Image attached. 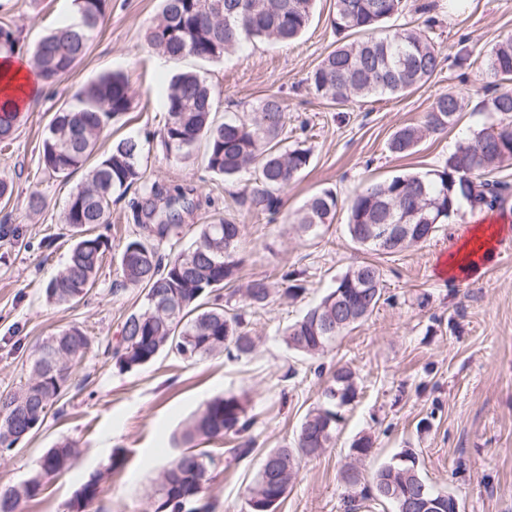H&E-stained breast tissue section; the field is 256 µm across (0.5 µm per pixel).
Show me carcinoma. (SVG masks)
<instances>
[{
	"label": "carcinoma",
	"mask_w": 512,
	"mask_h": 512,
	"mask_svg": "<svg viewBox=\"0 0 512 512\" xmlns=\"http://www.w3.org/2000/svg\"><path fill=\"white\" fill-rule=\"evenodd\" d=\"M83 26L74 22L51 31L35 46L31 63L42 83L51 85L66 76L89 49L95 30L103 23L110 0H73ZM159 19L149 28L151 48L171 59L214 61L235 52L243 43L290 42L310 26L315 0H161ZM404 10V0H335L331 24L337 33L360 34L331 51L307 75L309 90L338 106L355 99L387 95L396 97L428 81L441 66V50L430 33L436 25L432 5L420 7L424 29L386 28ZM18 30L0 25V55L19 53ZM490 97L481 111L499 116L448 152L443 170L433 174L394 176L357 194L349 207L347 231L360 247L383 254L415 245L425 234L458 213L462 203L470 208L494 209L506 201L508 183L487 175L512 165V36L495 44L484 56ZM133 91L121 73H105L79 89L74 103L54 113L42 141V159L54 174L82 169L96 152L99 137L115 118L128 112ZM464 99L452 91L437 95L418 125L395 131L390 152L407 156L428 135H444L464 110ZM167 121L159 138L167 154L189 158L195 146L206 148L207 168L226 179L255 169L256 185L242 203L256 215H275L281 194L309 165L310 151L284 145L286 106L274 95L251 106L243 116L220 122L214 96L201 76L187 71L172 78L165 91ZM18 113L0 102V141L12 138ZM144 145L134 136L116 139L86 174V182L72 192L63 208L62 221L75 238L62 271L45 287L46 298L57 304L84 299L95 287L106 239L94 227L109 223L112 194L142 182L140 166ZM144 196L132 203L135 229L118 261L112 292L128 288L144 293L142 305L124 320L117 342L106 352L122 370H133L167 350L186 361L227 352L242 358L255 350V340L243 316L224 307V286L238 280L241 227L227 218L202 224L186 250L168 257L162 247L179 241L184 215L196 204L175 185L169 189L143 185ZM165 201L159 211L156 201ZM336 194L330 190L311 196L293 214L301 232L318 224L333 223ZM421 227L401 245L365 242L371 224L399 222ZM382 278L377 265L359 262L336 279V286L301 319L283 331L288 349L319 357L336 336L364 322L378 307ZM244 298L255 309L271 301L266 278L250 281ZM92 340L77 326L48 337L37 349L27 382L15 393L0 396V459L13 450L24 433L43 424L48 411L61 401L70 386L71 363L85 356ZM66 357L65 366L52 373L41 361L51 353ZM358 396L353 371L338 366L321 391L322 402L304 416L291 447L268 451L254 485L246 497V512H279L288 486L303 459L316 458L333 447L341 411ZM247 402L228 394L208 401L183 428L180 441L187 445L162 472L161 495L155 512H212L206 486L212 481L213 459L196 450L199 445L226 434H239L251 425ZM72 441L57 443L23 484L0 491V512H23L37 499L45 479L68 470L76 458ZM101 476L90 478L68 505L69 512H90L100 492ZM438 500L435 512H448V496L429 485L415 458L403 454L382 464L374 473L370 498L403 512L420 491Z\"/></svg>",
	"instance_id": "cac0c4a2"
}]
</instances>
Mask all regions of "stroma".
<instances>
[{
  "label": "stroma",
  "mask_w": 512,
  "mask_h": 512,
  "mask_svg": "<svg viewBox=\"0 0 512 512\" xmlns=\"http://www.w3.org/2000/svg\"><path fill=\"white\" fill-rule=\"evenodd\" d=\"M438 21L433 36L443 62L419 89L397 98L354 101L336 107L317 98L304 82L335 49L331 25L334 0H316L311 26L289 45L257 43L216 62L174 61L146 41L161 0H112L89 50L59 83L42 87L21 113L14 138L0 145V178L13 195L0 209V395L20 389L34 349L48 336L79 326L94 347L73 368L71 385L31 437L0 460V490L16 485L38 468L47 450L63 439L76 441L78 456L67 471L50 477L43 494L25 512H68L75 492L101 474L99 512H154L160 473L174 458L175 436L211 398L233 393L245 398L254 417L242 438L252 454L229 461L239 439L210 442L216 479L207 490L214 512H242L247 490L265 454L292 444L304 415L321 401L323 373L349 365L361 391L345 411L333 448L302 460L280 512H350L351 489L340 479L351 445L362 435L373 441L359 467L365 479L401 452L413 453L421 475L436 489L455 496L460 512H512V196L503 208H461L426 242L377 255L360 250L346 231L348 205L369 184L395 175L426 174L442 168L455 145L488 123L477 105L486 95L481 57L512 35V0H433ZM72 0H0V24L21 30L25 46L73 17ZM197 70L210 86L218 117L228 118L274 94L284 102L288 139L311 152L309 167L283 195L273 217H255L236 199L250 187L248 177L227 180L207 167L204 148L179 160L166 154L154 134L164 125V91L173 75ZM128 76L133 106L111 126V138L150 136L143 164L145 183L191 189L199 205L182 222L180 245L189 244L199 225L227 217L242 226L238 280L224 289L230 308L246 307L247 282L265 277L286 288V273L298 274L306 291L298 298L274 297L251 314L256 349L229 360L217 355L187 363L159 354L131 371L119 369L104 349L126 316L140 307L139 291L113 293L119 254L133 229L131 204L140 186L113 194L111 217L100 228L108 239L99 279L81 302L47 301L45 284L63 268L72 239L62 222L69 194L85 171L70 175L44 169L41 145L54 112L71 103L74 92L103 73ZM452 91L466 106L447 134L427 137L415 153L388 149L400 127L418 123L436 95ZM334 191L333 223L307 233L291 222L312 194ZM45 205L32 211V192ZM507 225L495 257L476 280L448 281L438 261L463 229L481 222ZM369 260L382 273L383 297L369 319L342 333L324 356L309 358L287 348L283 329L300 319L353 262ZM126 466L108 475L113 453Z\"/></svg>",
  "instance_id": "stroma-1"
}]
</instances>
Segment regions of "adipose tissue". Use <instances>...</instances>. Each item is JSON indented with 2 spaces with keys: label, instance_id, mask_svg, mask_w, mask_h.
Here are the masks:
<instances>
[{
  "label": "adipose tissue",
  "instance_id": "obj_1",
  "mask_svg": "<svg viewBox=\"0 0 512 512\" xmlns=\"http://www.w3.org/2000/svg\"><path fill=\"white\" fill-rule=\"evenodd\" d=\"M42 83L30 70L25 58L0 59V100L11 101L17 110H26ZM505 227L501 224H478L450 248L442 263V272L449 279L473 277L482 266L493 260L495 244Z\"/></svg>",
  "mask_w": 512,
  "mask_h": 512
}]
</instances>
